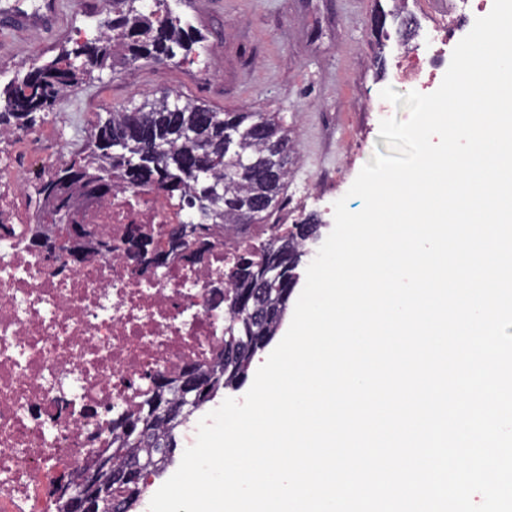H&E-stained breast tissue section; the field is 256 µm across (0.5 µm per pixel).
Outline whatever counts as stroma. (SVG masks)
<instances>
[{"label":"stroma","instance_id":"1","mask_svg":"<svg viewBox=\"0 0 512 512\" xmlns=\"http://www.w3.org/2000/svg\"><path fill=\"white\" fill-rule=\"evenodd\" d=\"M405 9L420 26L441 15L440 0H167L158 14L179 17L201 42L167 62L130 61L95 72L62 105L37 114V148L69 158L92 132L103 101L127 106L166 91L217 109L277 112L296 144L290 177L320 192L306 212L328 237L336 200L346 198L353 212L363 206L347 191L375 152L387 149L382 117L408 116L391 104L385 113L373 110L383 88L407 91L396 83L385 49L399 39ZM381 14L384 27H374ZM112 18V0H61L54 29L0 30V81L77 48L83 34Z\"/></svg>","mask_w":512,"mask_h":512}]
</instances>
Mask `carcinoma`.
I'll use <instances>...</instances> for the list:
<instances>
[{
	"instance_id": "cac0c4a2",
	"label": "carcinoma",
	"mask_w": 512,
	"mask_h": 512,
	"mask_svg": "<svg viewBox=\"0 0 512 512\" xmlns=\"http://www.w3.org/2000/svg\"><path fill=\"white\" fill-rule=\"evenodd\" d=\"M128 6L126 13L106 23V29L56 60L36 67L23 78L15 77L0 96V128L12 132L35 122V114L63 101L80 80L90 77L122 52L127 61L161 62L174 56V47L189 50L194 39L177 20H158L132 7L136 0H114ZM286 151L280 165L268 162L264 170L253 161L269 156L272 147ZM293 141L277 112L221 111L197 104L182 95L165 93L134 107L108 109L98 116L83 148L58 165L54 175L34 187L39 220L26 239L29 250L36 239L60 223L61 211L75 210L81 198L101 200L122 182L130 186L156 184L178 198L182 209H194L213 191L220 197L213 210H205L194 225L199 252L210 248L209 235L220 224L240 229L266 221L281 206L280 195L290 170ZM183 225L169 230L168 245L157 249L148 238H131L134 246L165 265L179 254ZM303 248L299 225L270 237L256 260L242 261L224 292L229 322L224 327V347L212 364L216 382L200 392L203 407L220 389L237 390L248 378L255 356L275 337L293 294L291 257ZM157 392L146 393L136 408L112 420V447L131 452L174 448V430L185 423L177 417L155 426L156 441L143 443L137 433L155 410Z\"/></svg>"
}]
</instances>
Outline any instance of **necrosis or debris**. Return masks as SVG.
<instances>
[{"mask_svg":"<svg viewBox=\"0 0 512 512\" xmlns=\"http://www.w3.org/2000/svg\"><path fill=\"white\" fill-rule=\"evenodd\" d=\"M490 9L489 0H452L422 49L397 46V75L433 87L449 42ZM26 168L20 156L0 162V512H50L44 488L80 459L95 427L91 408L129 412L155 375L213 360L226 313L214 307L212 290L230 285L238 258L278 230L217 229L209 254L172 258L148 275L125 249L128 230L151 234L162 248L188 215L157 185L119 183L83 215L111 238L112 255L50 263L24 248L36 217Z\"/></svg>","mask_w":512,"mask_h":512,"instance_id":"obj_1","label":"necrosis or debris"}]
</instances>
